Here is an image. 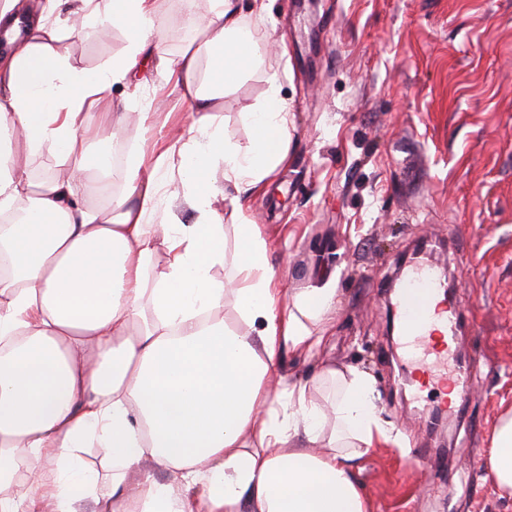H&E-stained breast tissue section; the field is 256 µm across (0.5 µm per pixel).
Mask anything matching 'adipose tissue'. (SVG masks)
Listing matches in <instances>:
<instances>
[{
	"label": "adipose tissue",
	"instance_id": "adipose-tissue-1",
	"mask_svg": "<svg viewBox=\"0 0 512 512\" xmlns=\"http://www.w3.org/2000/svg\"><path fill=\"white\" fill-rule=\"evenodd\" d=\"M100 37L126 35L123 52L96 69L70 61L75 15ZM157 0H45L29 11L0 0V512H373L353 478L356 460L398 436L380 419L375 382L322 362L338 304L335 273L285 290L250 223L239 190L266 186L288 162L289 105L277 74L247 113L251 146L214 124L226 90L259 69L255 39L236 0H207L195 22L204 41L166 62L195 114L194 138L125 168L127 192L90 209L102 180L89 146L104 93L150 58ZM216 74L202 82L201 59ZM71 159L68 177L32 180L17 146ZM190 171L191 224L162 222L155 173L173 156ZM224 166V186L208 173ZM238 212L230 277L224 227L210 204ZM164 254L163 270L155 257ZM233 300L242 328L224 320ZM319 363L309 379L288 361ZM328 388L322 399L312 393ZM96 445L108 468L88 470ZM488 477L512 498V411L485 456Z\"/></svg>",
	"mask_w": 512,
	"mask_h": 512
}]
</instances>
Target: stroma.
Wrapping results in <instances>:
<instances>
[{"mask_svg":"<svg viewBox=\"0 0 512 512\" xmlns=\"http://www.w3.org/2000/svg\"><path fill=\"white\" fill-rule=\"evenodd\" d=\"M183 4L158 0L161 59L200 40ZM255 39L262 68L225 94L215 122L248 148L246 113L265 94V73L278 75L291 109L288 164L241 202L269 239L287 237L269 260L289 287H304L323 261L336 267L323 359L373 377L402 441L360 458L355 481L374 512H512L483 465L512 408V0H269ZM67 46L76 66L97 68L125 38L100 39L88 24ZM112 109L154 114L151 131L129 121L106 145L122 194L131 156L187 130L191 107L149 64L113 85ZM418 241L455 275L467 316L459 351L471 358V395L442 433L388 332L396 260Z\"/></svg>","mask_w":512,"mask_h":512,"instance_id":"obj_1","label":"stroma"}]
</instances>
